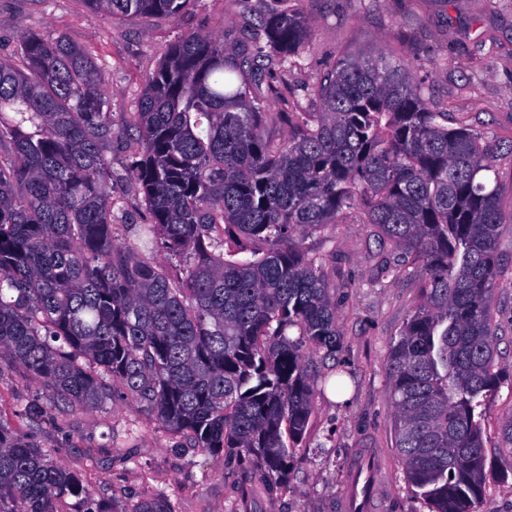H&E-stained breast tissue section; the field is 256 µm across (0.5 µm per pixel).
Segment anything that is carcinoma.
Instances as JSON below:
<instances>
[{"mask_svg":"<svg viewBox=\"0 0 512 512\" xmlns=\"http://www.w3.org/2000/svg\"><path fill=\"white\" fill-rule=\"evenodd\" d=\"M84 2L178 21L199 0ZM258 26L254 54L227 56L203 30L180 36L120 126L107 71L65 35L20 33L0 53V359L49 391L22 415L131 397L190 447L250 463L270 492L283 485L314 413L302 347L340 350L327 260L302 233L350 218L396 253L381 277L420 281L388 367L405 480L429 512H475L483 401L500 379L492 290L512 233L489 173L512 164V146L448 126L382 53L347 55L311 85L288 81L310 26L297 0ZM299 88L318 110L290 107ZM119 136L136 146L149 214L123 244L107 156ZM68 498L74 512H173L161 496L99 497L0 419V512H62Z\"/></svg>","mask_w":512,"mask_h":512,"instance_id":"1","label":"carcinoma"}]
</instances>
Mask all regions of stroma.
I'll return each mask as SVG.
<instances>
[{"label": "stroma", "instance_id": "obj_1", "mask_svg": "<svg viewBox=\"0 0 512 512\" xmlns=\"http://www.w3.org/2000/svg\"><path fill=\"white\" fill-rule=\"evenodd\" d=\"M275 5L276 0H199L177 23L138 16L113 20L84 0H0V51L9 52L14 36L25 30L66 35L109 72V108L120 124L136 111L146 75L180 34L214 31L223 35L230 53L250 45L256 13ZM302 8L312 21L304 58L310 76L347 54L392 56L422 83L432 106L447 109L449 122H466L497 146L512 144V0H303ZM130 153L124 140H113L108 154L118 176L113 195L140 221L146 211L128 171ZM305 244L314 253L336 255L328 274L342 333L336 360L307 347L305 362L318 377L340 363L348 396L337 399L329 389L316 393L309 435L289 464L287 487L267 492L250 466L187 447L131 400L58 413L50 420L20 418V410L46 390L1 366L0 416L105 497L160 495L174 512H345L349 471L368 460L375 466L374 489L390 501V512H429L404 478L387 391L390 348L419 302V283L390 280L374 286L378 258L371 225L332 224ZM493 300L503 329L502 379L485 401L490 480L475 510L512 512V456L501 436L503 422L512 416L511 237L503 241Z\"/></svg>", "mask_w": 512, "mask_h": 512}]
</instances>
